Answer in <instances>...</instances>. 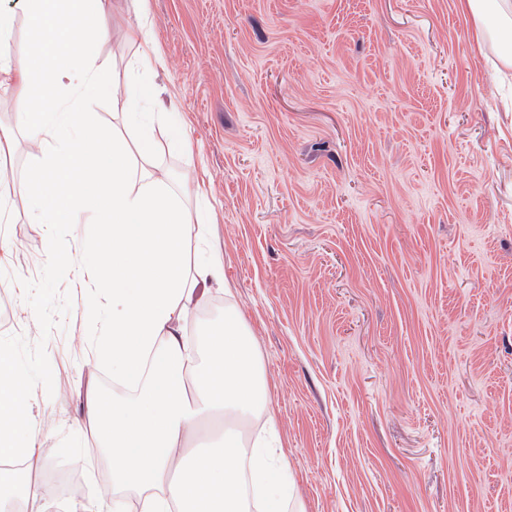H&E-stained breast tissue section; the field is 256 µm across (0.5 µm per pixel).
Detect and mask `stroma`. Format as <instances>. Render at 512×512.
Wrapping results in <instances>:
<instances>
[{"instance_id": "1", "label": "stroma", "mask_w": 512, "mask_h": 512, "mask_svg": "<svg viewBox=\"0 0 512 512\" xmlns=\"http://www.w3.org/2000/svg\"><path fill=\"white\" fill-rule=\"evenodd\" d=\"M144 23L152 69L126 38ZM106 70L157 87L183 112L192 172L224 286L185 334L232 304L246 324L281 439L278 462L305 512H512V71L479 47L460 0H110ZM14 100L0 91L14 184L36 170ZM75 229L0 226V306L31 397V430L79 483L41 501L77 508L135 493L106 485L85 390L112 391L85 333L93 297L60 275L50 239Z\"/></svg>"}]
</instances>
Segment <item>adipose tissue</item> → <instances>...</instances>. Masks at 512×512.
Segmentation results:
<instances>
[{
	"mask_svg": "<svg viewBox=\"0 0 512 512\" xmlns=\"http://www.w3.org/2000/svg\"><path fill=\"white\" fill-rule=\"evenodd\" d=\"M479 42H493L512 67V0H461ZM33 50L22 61L7 51L12 19L0 14V87L11 88L16 120L29 134L43 187L22 191L32 224L80 229L67 252L76 284L96 289L93 349L125 395L87 390L81 426L108 453L115 487L142 494L145 512H305L286 499L269 443L244 445L242 428L268 413L257 357L234 309L208 331L194 356L187 319L222 279L217 251L187 257L200 214L181 191L156 176L154 85L120 89L104 75L93 48L105 39L109 0H21ZM120 101L121 129L96 120L93 104ZM91 251V262L76 261ZM26 381L11 351L0 349V461L39 459L28 420Z\"/></svg>",
	"mask_w": 512,
	"mask_h": 512,
	"instance_id": "adipose-tissue-1",
	"label": "adipose tissue"
}]
</instances>
